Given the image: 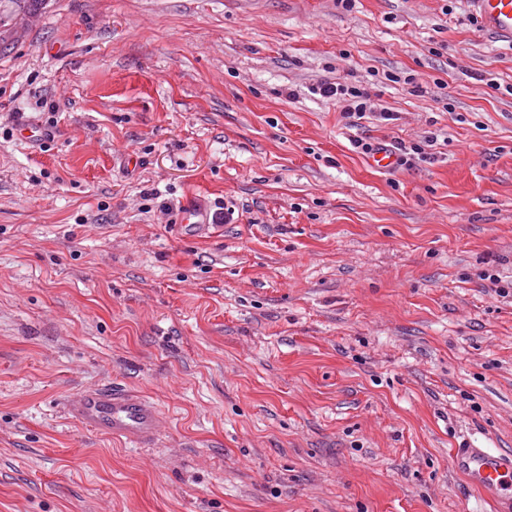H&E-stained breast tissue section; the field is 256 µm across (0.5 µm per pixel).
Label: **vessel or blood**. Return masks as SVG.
Listing matches in <instances>:
<instances>
[{
    "label": "vessel or blood",
    "mask_w": 512,
    "mask_h": 512,
    "mask_svg": "<svg viewBox=\"0 0 512 512\" xmlns=\"http://www.w3.org/2000/svg\"><path fill=\"white\" fill-rule=\"evenodd\" d=\"M469 4L482 31L512 39V0H469ZM66 412L86 428L138 446L155 440L162 421L159 408L148 397L116 387L81 391L68 399ZM450 465L499 503L500 512H512V453L457 448Z\"/></svg>",
    "instance_id": "1"
}]
</instances>
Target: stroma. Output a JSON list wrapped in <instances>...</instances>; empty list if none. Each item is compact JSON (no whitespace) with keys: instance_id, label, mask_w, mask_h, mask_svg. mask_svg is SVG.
<instances>
[{"instance_id":"35a3bbf8","label":"stroma","mask_w":512,"mask_h":512,"mask_svg":"<svg viewBox=\"0 0 512 512\" xmlns=\"http://www.w3.org/2000/svg\"><path fill=\"white\" fill-rule=\"evenodd\" d=\"M429 136L393 173L353 145ZM488 272L512 43L468 0H0V512H496L449 465L512 451ZM105 386L153 444L68 419ZM315 91L325 98L336 99L343 117L349 119L352 126H361V120L376 113L384 120H394L395 115L391 112H375L376 105L372 94L362 85L324 82L316 87ZM66 412L85 428L138 446L155 440L162 421L148 397L116 387L83 390L67 400Z\"/></svg>"}]
</instances>
